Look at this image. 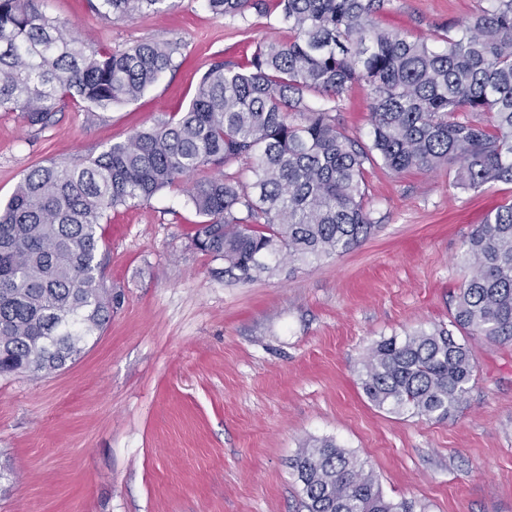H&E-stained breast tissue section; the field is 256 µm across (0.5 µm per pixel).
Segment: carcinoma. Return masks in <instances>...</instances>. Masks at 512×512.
Returning a JSON list of instances; mask_svg holds the SVG:
<instances>
[{
    "label": "carcinoma",
    "instance_id": "obj_1",
    "mask_svg": "<svg viewBox=\"0 0 512 512\" xmlns=\"http://www.w3.org/2000/svg\"><path fill=\"white\" fill-rule=\"evenodd\" d=\"M44 0H0V110L46 128L66 101L108 109L137 100L176 67L180 43L91 46ZM167 0H89L108 17L156 12ZM216 16L268 0H205ZM288 38L259 42L243 67L215 63L184 112L96 157L40 165L0 202V375L62 369L103 329L121 295L98 274L106 213L191 183L193 245L241 283L358 246L376 227L364 164L395 173L456 166L455 186L512 184V0L448 31L446 46L379 26L385 0H275ZM372 91L371 144L336 124L354 82ZM248 161L243 186L223 168ZM450 328L378 341L362 364L377 407L452 416L469 392L474 353L454 332L512 345V201L470 232ZM306 512H411L331 440L299 450Z\"/></svg>",
    "mask_w": 512,
    "mask_h": 512
}]
</instances>
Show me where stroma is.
Masks as SVG:
<instances>
[{
  "mask_svg": "<svg viewBox=\"0 0 512 512\" xmlns=\"http://www.w3.org/2000/svg\"><path fill=\"white\" fill-rule=\"evenodd\" d=\"M485 0H390L380 25L434 41ZM95 45L181 44V64L137 101L79 102L43 130L0 112V199L37 165L97 156L134 130L183 111L214 62L250 59L287 37L269 16L217 17L204 0H167L119 19L87 0H44ZM371 91L352 85L340 127L371 132ZM454 169L395 174L365 167L378 226L355 249L278 276L237 283L191 238L181 187L108 211L101 277L121 293L106 328L50 375L0 376V512H304L290 462L329 439L413 512H512V347L471 338L477 370L445 421L374 406L360 380L381 339L448 326L465 240L512 184L454 187Z\"/></svg>",
  "mask_w": 512,
  "mask_h": 512,
  "instance_id": "35a3bbf8",
  "label": "stroma"
}]
</instances>
